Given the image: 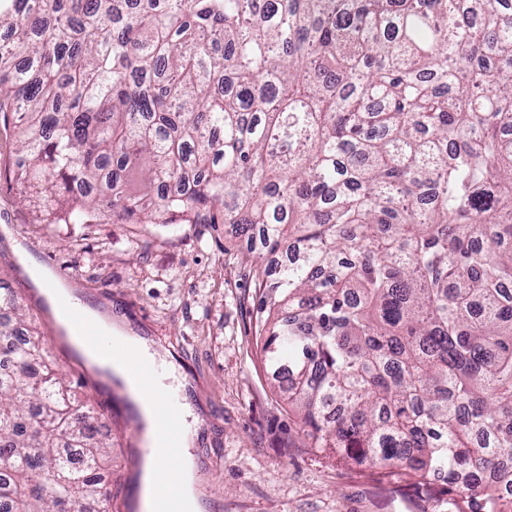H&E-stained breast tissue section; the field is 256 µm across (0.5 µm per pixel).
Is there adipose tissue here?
I'll return each instance as SVG.
<instances>
[{
  "label": "adipose tissue",
  "mask_w": 512,
  "mask_h": 512,
  "mask_svg": "<svg viewBox=\"0 0 512 512\" xmlns=\"http://www.w3.org/2000/svg\"><path fill=\"white\" fill-rule=\"evenodd\" d=\"M96 342H89L80 334H73L72 340L81 352L93 363L114 373L123 381L128 394L138 405L147 424H155L158 411V395L165 392V380L171 371L158 363L156 355L140 337L112 329L106 323H99ZM148 363L155 374V392L147 393L140 389L132 359ZM175 470L177 478L174 486H167L158 479L163 469ZM195 463L192 456L175 457L168 460L147 459L143 475L144 512H163L169 495H177L178 512H199L198 500L193 484Z\"/></svg>",
  "instance_id": "1"
}]
</instances>
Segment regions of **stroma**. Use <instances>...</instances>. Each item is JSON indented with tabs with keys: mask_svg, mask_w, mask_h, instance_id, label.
Segmentation results:
<instances>
[{
	"mask_svg": "<svg viewBox=\"0 0 512 512\" xmlns=\"http://www.w3.org/2000/svg\"><path fill=\"white\" fill-rule=\"evenodd\" d=\"M0 178V280L38 312L28 263L67 271L65 285L112 324L153 343L198 419L191 443L201 512H449L440 482H417L309 448L288 407V383L264 367L256 306L264 268L234 224H41ZM59 364L92 391L112 437L99 483L127 512L134 432L113 386Z\"/></svg>",
	"mask_w": 512,
	"mask_h": 512,
	"instance_id": "35a3bbf8",
	"label": "stroma"
}]
</instances>
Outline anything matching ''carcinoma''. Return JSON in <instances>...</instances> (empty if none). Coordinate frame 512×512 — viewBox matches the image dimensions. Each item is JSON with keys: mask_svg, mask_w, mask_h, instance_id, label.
Returning a JSON list of instances; mask_svg holds the SVG:
<instances>
[{"mask_svg": "<svg viewBox=\"0 0 512 512\" xmlns=\"http://www.w3.org/2000/svg\"><path fill=\"white\" fill-rule=\"evenodd\" d=\"M40 224H236L311 447L512 512V0H0ZM0 284V512L109 496Z\"/></svg>", "mask_w": 512, "mask_h": 512, "instance_id": "carcinoma-1", "label": "carcinoma"}]
</instances>
